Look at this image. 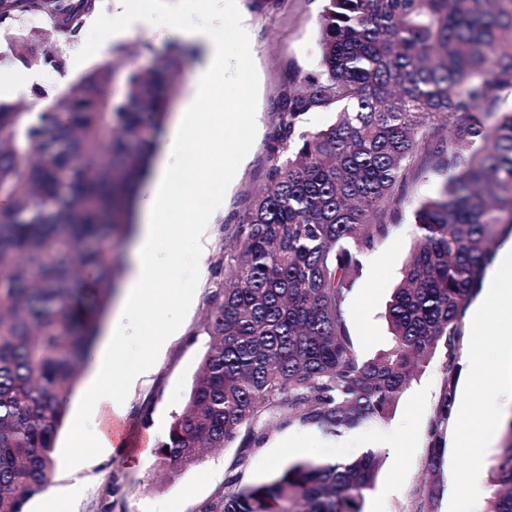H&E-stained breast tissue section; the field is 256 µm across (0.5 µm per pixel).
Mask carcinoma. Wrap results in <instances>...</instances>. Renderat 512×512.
Here are the masks:
<instances>
[{"label": "carcinoma", "instance_id": "carcinoma-1", "mask_svg": "<svg viewBox=\"0 0 512 512\" xmlns=\"http://www.w3.org/2000/svg\"><path fill=\"white\" fill-rule=\"evenodd\" d=\"M100 2L0 0V28L18 34L13 60L61 65ZM322 2L319 71L274 104L269 187L235 214L243 250L216 263L224 286L211 291L202 376L159 448L166 467L239 448L231 490L199 512H364L373 450L235 485L268 439L267 419L331 435L386 422L436 355L447 418L463 314L495 241L512 232V0ZM30 17L56 34L50 51ZM180 54L147 71L111 60L52 96L36 91L37 112L0 103V196L10 202L0 212V512H26L50 482L67 399L121 277L112 238L133 224ZM310 112L335 119L304 130ZM426 175L442 182L413 212L415 243L385 313L391 343L365 360L348 321L360 256L401 223ZM494 486L487 512H512V441ZM442 493L423 486L416 512H433Z\"/></svg>", "mask_w": 512, "mask_h": 512}]
</instances>
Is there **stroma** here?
Listing matches in <instances>:
<instances>
[{
    "instance_id": "obj_1",
    "label": "stroma",
    "mask_w": 512,
    "mask_h": 512,
    "mask_svg": "<svg viewBox=\"0 0 512 512\" xmlns=\"http://www.w3.org/2000/svg\"><path fill=\"white\" fill-rule=\"evenodd\" d=\"M321 6V0H241L238 13L222 17L216 13L213 0H195L189 15L192 23L216 26L227 35L245 25L252 33L246 53L230 47L225 80L214 92L233 111L243 113V120L225 124L224 140L246 148L247 153L227 159V167L234 170L232 179L217 181L210 188L209 201L221 203L226 218L214 231L204 277L180 275L151 302L152 307L162 308L177 304L186 295L195 298L184 314L183 335L173 337L162 352L153 353L149 343L140 342V353L152 355L155 369L126 389L130 411L119 427L118 452L98 454L91 441L78 444L73 439L89 379L88 373H81L55 441L51 484L59 491L57 512H108L114 503L123 512H199L204 503L224 492L236 449H212L196 462L175 469L161 465L158 450L184 405L208 348L204 319L218 280L215 263L219 254L237 249L231 231L233 216L245 199L268 184V147L276 128L273 105L287 91L290 79L300 80L318 70ZM165 23V18L151 12L145 23L116 26L109 5H102L83 28L85 40L80 51L69 52L62 68L24 67L9 57L1 60L0 101L29 103L34 89L60 90L103 63L108 49H124L127 63L152 68L171 45L170 39L157 37ZM146 43L151 46L147 52L142 49ZM439 184L435 176L417 183L400 225L374 250L380 265L363 264L362 276L349 298L350 329L363 358L373 357L390 344L384 313L414 242L413 210L422 198L433 195ZM477 314L478 306L473 303L463 318L456 403L498 422L503 409L488 407L482 394L484 380L498 371L496 346L490 331L473 328ZM480 347L486 356L483 377L478 380L467 358ZM444 380L442 361L434 359L408 385L388 422L360 427L346 442L313 426L273 428L264 446L251 454L243 484L265 482L298 460L352 459L373 449L380 452L381 463L375 485L366 494L365 512H414L417 491L433 480L444 487L435 512H473L467 480L477 476L484 488H491L504 435L496 433L480 457L460 447L454 428L437 415ZM435 443L443 453L438 469L431 472L426 458Z\"/></svg>"
}]
</instances>
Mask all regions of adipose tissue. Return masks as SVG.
I'll use <instances>...</instances> for the list:
<instances>
[{
  "label": "adipose tissue",
  "mask_w": 512,
  "mask_h": 512,
  "mask_svg": "<svg viewBox=\"0 0 512 512\" xmlns=\"http://www.w3.org/2000/svg\"><path fill=\"white\" fill-rule=\"evenodd\" d=\"M185 10L169 15V37L188 38L203 50L195 72V92L186 101L183 112L165 130L148 185L140 200L139 217L132 229L128 246L126 279L111 306L97 348L90 356L92 374L83 418L91 429L96 447L113 449L112 426L125 419L129 405L122 390L113 388L107 362L115 356L127 359L126 378L136 381L154 368L151 359L128 360L127 355L138 339L150 337L155 350H162L171 337L180 335L184 306L152 309L148 303L157 286L171 279L185 266L183 243H190L196 261H203L211 240V231L224 219L218 207L201 206L187 224L168 220L165 202L170 183L182 168L181 138L184 126H192L200 140L213 143L212 161L224 164L223 112H197V105L208 100L222 83L228 45L247 49L252 35L238 30L232 40H225L209 25H187ZM481 320L492 321L495 333L512 338V239L505 242L496 258L488 299L480 307Z\"/></svg>",
  "instance_id": "obj_1"
}]
</instances>
